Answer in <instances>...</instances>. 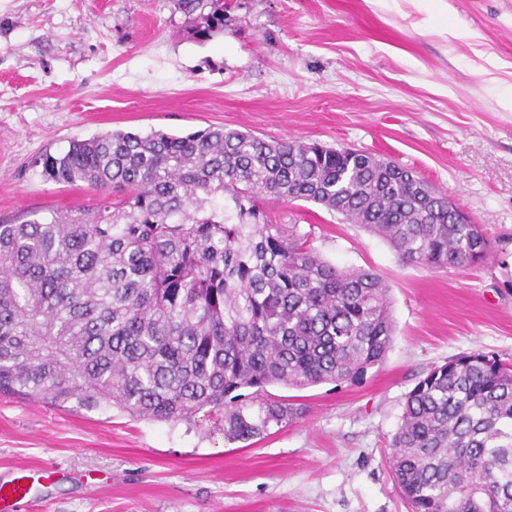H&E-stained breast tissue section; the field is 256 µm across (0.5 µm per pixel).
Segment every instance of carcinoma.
Masks as SVG:
<instances>
[{
  "label": "carcinoma",
  "instance_id": "1",
  "mask_svg": "<svg viewBox=\"0 0 512 512\" xmlns=\"http://www.w3.org/2000/svg\"><path fill=\"white\" fill-rule=\"evenodd\" d=\"M174 8L200 38L224 30V0ZM39 164L102 200L0 223V393L158 422L219 415L229 442L298 418L266 387L355 380L393 343L383 278L328 263L312 230L273 223L260 199L320 205L430 269L494 252L446 196H419L413 169L370 152L221 126L74 139ZM390 468L411 512H512V363L475 350L429 369Z\"/></svg>",
  "mask_w": 512,
  "mask_h": 512
}]
</instances>
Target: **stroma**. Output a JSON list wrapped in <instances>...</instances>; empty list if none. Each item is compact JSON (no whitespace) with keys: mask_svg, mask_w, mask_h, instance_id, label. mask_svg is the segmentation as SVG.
<instances>
[{"mask_svg":"<svg viewBox=\"0 0 512 512\" xmlns=\"http://www.w3.org/2000/svg\"><path fill=\"white\" fill-rule=\"evenodd\" d=\"M230 0L197 38L172 0H0V220L95 209L36 161L110 131L222 126L371 152L414 169L495 239L476 268L403 263L321 206L265 201L313 225L340 268L379 273L396 330L363 377L302 390L290 426L227 442L213 421L135 420L0 396V483L55 466L14 512H411L389 457L406 394L480 350L512 362V0Z\"/></svg>","mask_w":512,"mask_h":512,"instance_id":"1","label":"stroma"}]
</instances>
